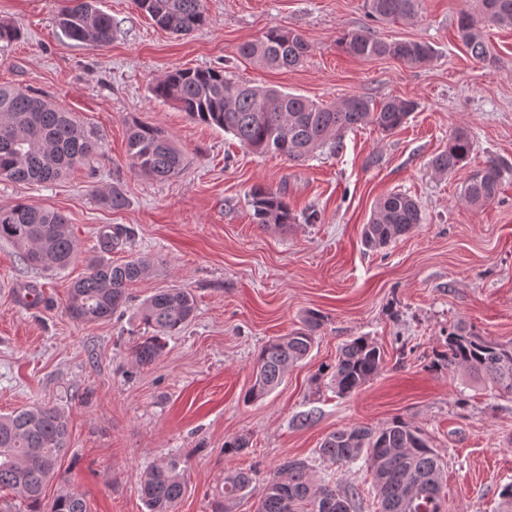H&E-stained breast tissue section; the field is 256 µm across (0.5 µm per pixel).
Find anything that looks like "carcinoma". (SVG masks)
I'll use <instances>...</instances> for the list:
<instances>
[{
	"label": "carcinoma",
	"instance_id": "carcinoma-1",
	"mask_svg": "<svg viewBox=\"0 0 512 512\" xmlns=\"http://www.w3.org/2000/svg\"><path fill=\"white\" fill-rule=\"evenodd\" d=\"M134 7L157 25L178 35H188L206 23L203 0H132ZM422 0H368L376 19L406 20L418 15ZM68 39L105 46L112 41V16L95 0H71L57 18ZM486 26L512 27V0H479L476 12L463 11L457 21V37L480 63L493 62L482 35ZM340 49L359 59L393 57L411 66L434 56L431 45L421 41L385 42L366 30L348 31L338 38ZM310 46L297 32L272 27L264 35L243 44L240 54L267 68H289L307 57ZM155 98L170 101L199 123L221 128L258 153L304 160L330 146L348 130L371 125L383 133L402 127L418 108L410 99L386 98L378 103L352 96L342 103L317 104L299 95L236 81L213 68L176 69L151 89ZM128 155L142 174L166 179L184 167L181 151L165 130L134 120L129 124ZM101 145L85 131L71 112L43 96L0 86V180L45 184L59 180L72 168L99 154ZM472 151L469 132L455 128L448 147L435 155L431 169L450 175L463 166ZM512 176V165L490 159L467 178L462 198L483 207L498 197L502 181ZM253 221L263 227L296 223L288 201L277 190L257 186L251 193ZM423 223L419 205L403 193L381 198L364 226L363 244L379 250ZM129 239V230L104 225L98 230V246L110 252ZM0 240L10 242L22 261L43 272L61 271L77 258L69 222L61 212L36 208L23 202L0 207ZM154 261L145 256L114 264L93 260L86 275L71 288L65 310L80 322L107 320L130 300L129 286L149 277ZM196 312L194 295L185 288H163L138 307V319L151 331L134 346L138 365L152 364L164 348V338L175 334ZM324 316L307 312L303 325L286 336L269 340L259 352L252 385L243 401L251 403L278 387L288 369L306 357L316 340ZM380 348L365 336L347 343L333 365L318 370L315 379L330 375L340 396L349 395L375 377L382 368ZM431 370L459 369L476 383H488L499 394L512 396V343L494 341L457 323L444 336L443 349L433 354ZM70 448L68 418L63 410L36 405L0 415V490L16 493L25 512H41L43 489L56 472L57 463ZM319 457L333 465L358 462L370 470L380 512H443L445 464L429 437L401 419L373 429L350 426L323 440ZM255 469L224 474V487L212 497V512H234L237 501L256 488ZM184 470L176 462L148 467L140 476L147 512H176L185 491ZM355 489H340L325 481L316 484L310 465L289 460L262 480L257 512H359ZM51 512H87L83 495L69 491L59 495Z\"/></svg>",
	"mask_w": 512,
	"mask_h": 512
}]
</instances>
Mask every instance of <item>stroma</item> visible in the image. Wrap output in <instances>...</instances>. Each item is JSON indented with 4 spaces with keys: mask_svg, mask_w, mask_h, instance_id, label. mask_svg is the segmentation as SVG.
<instances>
[{
    "mask_svg": "<svg viewBox=\"0 0 512 512\" xmlns=\"http://www.w3.org/2000/svg\"><path fill=\"white\" fill-rule=\"evenodd\" d=\"M64 3L0 0V21L21 32L0 50V84L46 96L102 143L92 162L56 183L0 181V206L60 211L78 248L67 269L50 275L0 242V414L48 403L69 417L71 448L46 486L44 512L67 490L84 496L88 512H146L139 476L172 458L187 462L178 512H211L227 471L250 467L266 477L291 459L355 488L361 512H378L369 471L328 466L317 450L333 431L396 418L425 430L446 463V512H496L512 483V397L428 363L459 322L512 341V177L483 208L461 197L472 170L492 158L512 162V29L485 30L497 58L490 66L472 60L456 36L459 13L475 0H424L417 17L398 22L369 17L365 0H205L206 25L186 36L158 28L131 0H98L115 30L111 44L96 47L61 34ZM273 27L306 39L301 64L267 69L239 55ZM359 29L428 42L435 55L419 66L349 57L336 40ZM205 68L323 104L398 96L418 108L395 133L362 126L345 133L338 151L294 162L252 152L152 96L168 72ZM135 119L168 132L185 157L180 174L156 181L135 170L126 147ZM459 126L473 140L467 165L435 174L430 161ZM258 185L284 193L296 214L320 213V222L254 224ZM114 188L127 199L119 210L100 198ZM391 192L414 198L424 221L369 250L363 226ZM106 224L133 233L109 261L144 255L156 270L130 287L123 315L79 322L65 310L67 295L99 256L96 232ZM171 286L194 294L195 316L153 364L138 366L133 346L144 329L135 310ZM31 288L41 298L35 307L24 298ZM312 309L325 317L312 351L268 397L244 403L261 347L299 328ZM358 336L380 347L382 369L340 396L317 372ZM239 434L249 436L248 449L225 454V440Z\"/></svg>",
    "mask_w": 512,
    "mask_h": 512,
    "instance_id": "35a3bbf8",
    "label": "stroma"
}]
</instances>
